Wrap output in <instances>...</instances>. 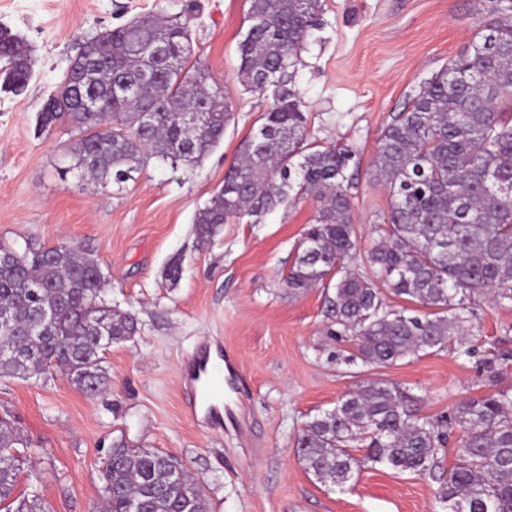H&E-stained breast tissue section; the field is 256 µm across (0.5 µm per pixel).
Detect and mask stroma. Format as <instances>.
Segmentation results:
<instances>
[{
  "label": "stroma",
  "instance_id": "35a3bbf8",
  "mask_svg": "<svg viewBox=\"0 0 512 512\" xmlns=\"http://www.w3.org/2000/svg\"><path fill=\"white\" fill-rule=\"evenodd\" d=\"M480 0H323L322 27L300 52L295 82L307 138L342 146L358 246L350 270L365 274L373 231L390 197L373 177L383 130L432 75L470 42ZM248 0H0V25L31 50L22 95L0 93V241L22 250L66 241L96 259L112 309L135 315L138 332L105 354V386L94 396L54 373L0 378V418L27 437L19 490L35 483L48 512H98L100 473L113 442L179 457L202 484L212 512H441L436 483L364 461L345 488L321 482L298 461L295 440L313 416L373 379L423 395L424 414L448 415L468 396L512 389L486 358L512 352V302L480 297L469 325L474 352L410 357L387 367L335 361L355 344L327 338L332 286L303 294L283 283L303 231L317 214L310 198L263 216L230 219L211 241L193 221L261 123L269 101L237 78V43ZM190 17L193 46L232 101L224 137L201 163L152 160L133 180L108 188L72 170L80 132L67 121L39 128L38 113L77 53L75 34L93 36L133 17ZM182 259L178 281L165 278ZM221 339L245 377L222 430L181 408L179 369L203 337Z\"/></svg>",
  "mask_w": 512,
  "mask_h": 512
}]
</instances>
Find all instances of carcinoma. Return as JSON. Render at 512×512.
Here are the masks:
<instances>
[{
  "mask_svg": "<svg viewBox=\"0 0 512 512\" xmlns=\"http://www.w3.org/2000/svg\"><path fill=\"white\" fill-rule=\"evenodd\" d=\"M249 2L237 77L271 103L224 185L197 211V238L212 239L230 218L259 217L311 196L320 207L284 282L299 294L336 280L327 335L356 345L342 360L386 366L449 347L470 358L476 296L512 301V0H488L465 50L384 129L373 177L388 191L390 208L374 226L370 277L345 266L357 249L344 188L354 154L308 142L294 80L299 53L319 27L321 0ZM75 42L69 71L38 119L45 130L64 119L82 133L71 153L81 175L106 188L130 180L152 158L199 163L224 137L233 105L195 55L190 18L136 17L93 43L84 35ZM0 52V90L19 96L31 78L30 50L0 27ZM89 77L102 88L127 81L132 90L112 95L99 112L64 108L61 100ZM194 111L209 119L189 135L183 113ZM1 253L8 262L0 263V377L59 372L96 394L106 350L136 334L135 317L104 303L97 261L72 244L20 253L0 242ZM379 281L427 312L391 308ZM511 361V353H497L484 370L494 379ZM422 402L388 381L349 391L305 424L298 459L317 479L342 487L359 467L349 452L359 442L366 461L435 482L446 512H512V390L455 405L449 421L462 437L450 469L439 457L448 433L421 413ZM22 445L13 424L0 419V512H48L36 490L16 495ZM105 469L101 512H211L203 486L168 452L117 442Z\"/></svg>",
  "mask_w": 512,
  "mask_h": 512,
  "instance_id": "carcinoma-1",
  "label": "carcinoma"
}]
</instances>
